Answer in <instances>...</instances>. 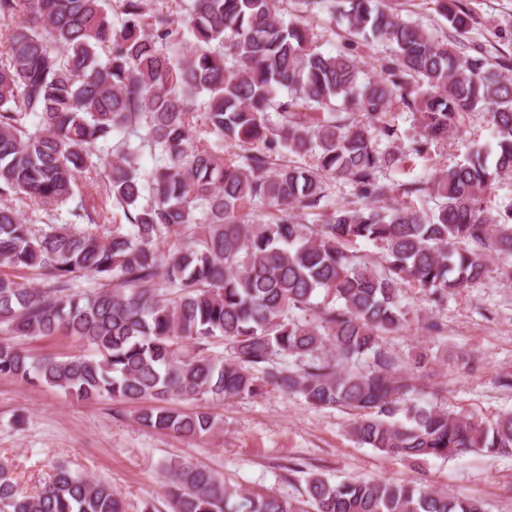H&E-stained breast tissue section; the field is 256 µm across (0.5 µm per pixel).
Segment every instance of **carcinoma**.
I'll use <instances>...</instances> for the list:
<instances>
[{
    "mask_svg": "<svg viewBox=\"0 0 512 512\" xmlns=\"http://www.w3.org/2000/svg\"><path fill=\"white\" fill-rule=\"evenodd\" d=\"M105 2L0 0V19L12 20L0 48V325L90 349L36 360L0 344V377L132 404L278 390L354 411L358 444L414 465L512 454V412L485 422L415 403L426 356L408 368L381 345L413 322L404 284L441 303L493 274L512 281V202L495 215L484 208L492 185L512 177V66L469 42L474 19L459 0H435L446 42L384 0H345L350 42L334 54L313 47L300 21H282L274 0H184L179 18L121 0L112 21ZM379 41L390 52L370 73L360 51ZM397 111L417 115V156L470 112L487 114L493 142L424 180L393 182L383 172L406 162L388 119ZM228 142L243 153L224 156ZM103 150L113 155L106 198L128 230L99 231L82 202L48 231L25 218L23 205L52 216L72 200ZM329 180L351 185L361 204L331 205ZM409 195L435 208L407 207ZM300 210L316 223H301ZM171 232L181 241L160 247ZM359 241L380 248V261L358 255ZM6 268L49 281L27 286ZM81 275L99 287L74 288ZM216 337L231 358L203 355ZM363 357L366 370L354 366ZM137 419L190 439L218 427L205 407H144ZM166 471L173 512H297L190 460ZM304 493L314 512H483L475 497L418 481L333 484L313 472ZM0 512L125 510L110 484L61 465L31 496L0 466Z\"/></svg>",
    "mask_w": 512,
    "mask_h": 512,
    "instance_id": "1",
    "label": "carcinoma"
}]
</instances>
